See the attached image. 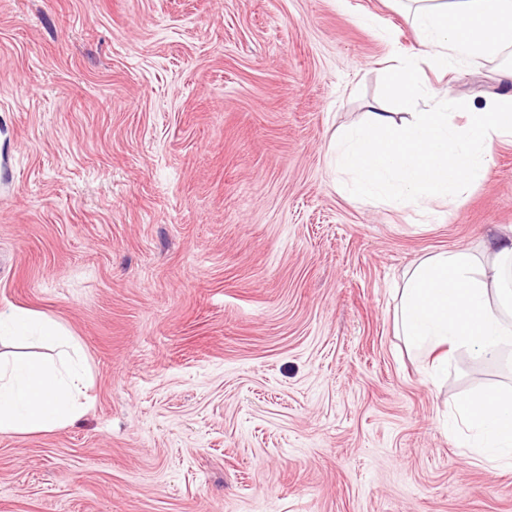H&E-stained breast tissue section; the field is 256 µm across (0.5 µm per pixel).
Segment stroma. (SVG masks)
Returning <instances> with one entry per match:
<instances>
[{
  "instance_id": "35a3bbf8",
  "label": "stroma",
  "mask_w": 512,
  "mask_h": 512,
  "mask_svg": "<svg viewBox=\"0 0 512 512\" xmlns=\"http://www.w3.org/2000/svg\"><path fill=\"white\" fill-rule=\"evenodd\" d=\"M395 43L392 0H0V311L60 323L91 380L73 424L0 434V512H512L445 427L512 389V346L435 384L392 319L420 260L512 236V138L428 219L331 162L375 104L405 118Z\"/></svg>"
}]
</instances>
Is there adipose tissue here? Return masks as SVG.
<instances>
[{"instance_id":"1","label":"adipose tissue","mask_w":512,"mask_h":512,"mask_svg":"<svg viewBox=\"0 0 512 512\" xmlns=\"http://www.w3.org/2000/svg\"><path fill=\"white\" fill-rule=\"evenodd\" d=\"M408 18L417 35L412 57L393 47L391 83L400 99L417 106L412 121L395 124L388 112L337 134L333 165L352 174L353 192L398 209L411 204L431 212L434 203L457 202L489 174L492 150L512 134V94L494 95L483 106L433 89L414 74L417 58L443 73L463 62H498L501 83H512V0H410ZM495 265L484 266L465 251L442 252L420 262L398 291L395 323L407 346L432 363L450 351L473 347L495 355L512 345V289L503 287L504 260L512 239L489 244ZM37 341L56 357L22 353ZM89 380L82 348L54 320L16 308L0 313V434L50 432L79 419ZM459 421L470 432V458L512 467V396L482 394L461 400Z\"/></svg>"}]
</instances>
